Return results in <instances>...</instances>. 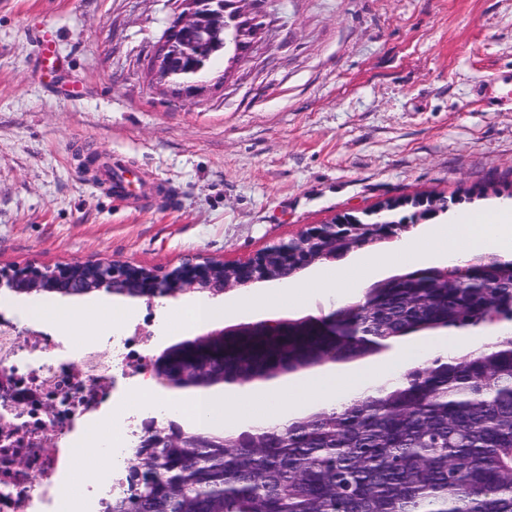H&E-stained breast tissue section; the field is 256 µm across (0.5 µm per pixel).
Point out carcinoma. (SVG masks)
Returning a JSON list of instances; mask_svg holds the SVG:
<instances>
[{
	"label": "carcinoma",
	"instance_id": "cac0c4a2",
	"mask_svg": "<svg viewBox=\"0 0 512 512\" xmlns=\"http://www.w3.org/2000/svg\"><path fill=\"white\" fill-rule=\"evenodd\" d=\"M352 224H414L448 211L416 198ZM382 239L329 240L323 261ZM512 320V259L478 256L380 279L363 298L303 335L224 336L177 351L166 374L182 387L214 378L278 377L321 362H350L426 325L472 330ZM176 423L134 451L131 487L106 512H512V336L462 357H439L394 380L287 425L223 434Z\"/></svg>",
	"mask_w": 512,
	"mask_h": 512
}]
</instances>
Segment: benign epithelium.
I'll use <instances>...</instances> for the list:
<instances>
[{
  "label": "benign epithelium",
  "instance_id": "1",
  "mask_svg": "<svg viewBox=\"0 0 512 512\" xmlns=\"http://www.w3.org/2000/svg\"><path fill=\"white\" fill-rule=\"evenodd\" d=\"M177 14L162 36L150 61V72L160 83L171 87L178 96H189L201 88L208 72L206 62L211 54L224 46V21L231 19L238 30L241 46L250 47L257 25L254 19L241 9L244 0H173ZM336 230L328 224H312L297 235L274 242L244 260L249 277L244 280L226 281L211 275L216 262L209 258L186 261L164 271L119 261H95L91 266L99 271L95 279L71 277L75 262H59L54 265L25 267H1L0 288L15 293H28L35 288L46 292L89 293L106 289L133 288L135 296L151 302L184 291H200L213 288L224 293L231 288L245 287L267 281L271 274L264 265V258L276 252L287 262L298 259L297 246L324 239L329 231ZM300 324V321H270L255 326L239 324L232 328L210 331L193 340L178 345H196L208 337L239 336L244 333L271 335L283 333Z\"/></svg>",
  "mask_w": 512,
  "mask_h": 512
}]
</instances>
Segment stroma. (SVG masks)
<instances>
[{"mask_svg": "<svg viewBox=\"0 0 512 512\" xmlns=\"http://www.w3.org/2000/svg\"><path fill=\"white\" fill-rule=\"evenodd\" d=\"M244 9L259 26L245 56L179 97L148 74L172 0H0V267L234 262L394 198L443 196L453 213L512 200V0ZM90 155L121 159L141 192L114 200ZM192 298L111 300L155 332Z\"/></svg>", "mask_w": 512, "mask_h": 512, "instance_id": "1", "label": "stroma"}]
</instances>
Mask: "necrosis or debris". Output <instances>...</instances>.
<instances>
[{
  "label": "necrosis or debris",
  "mask_w": 512,
  "mask_h": 512,
  "mask_svg": "<svg viewBox=\"0 0 512 512\" xmlns=\"http://www.w3.org/2000/svg\"><path fill=\"white\" fill-rule=\"evenodd\" d=\"M152 337L121 326L107 340L22 335L0 313V372L11 378L0 397V423L17 432L0 443V512H50L59 479L73 465L71 434L102 405L114 403L124 379L154 373Z\"/></svg>",
  "instance_id": "4bbe7bcc"
}]
</instances>
